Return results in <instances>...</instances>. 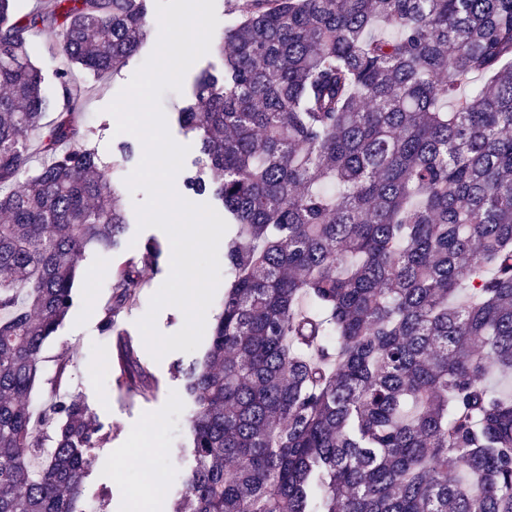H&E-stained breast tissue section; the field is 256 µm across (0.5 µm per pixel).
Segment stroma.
Returning a JSON list of instances; mask_svg holds the SVG:
<instances>
[{"instance_id":"obj_1","label":"stroma","mask_w":512,"mask_h":512,"mask_svg":"<svg viewBox=\"0 0 512 512\" xmlns=\"http://www.w3.org/2000/svg\"><path fill=\"white\" fill-rule=\"evenodd\" d=\"M145 9L149 34L139 53L118 75L97 79L85 71L74 73L75 79L89 88L86 97L77 104L89 131L86 144L95 150L103 167L114 169V180L124 190L129 226L122 246L111 258L87 254L80 268L81 276L76 280L74 304L42 349V376L30 398L31 405L38 406L54 392L78 395L91 417L101 425L104 438L92 450L94 459L86 469L82 485L85 500L108 503L112 512H129V502L140 496L151 499L154 512H169L181 486L172 481L159 488L143 480V467L136 460V439L140 432H147L150 459L161 468L168 470L177 463L179 449L189 445L187 417L191 406L184 391L185 373L203 356L198 349L191 353L174 351L154 359L138 327L152 296L170 274L171 245L162 230L138 226L135 206L144 201L145 194L125 189L126 179L137 163L132 160L118 164L116 147L121 137L106 108L157 44L160 28L156 0H146ZM59 43V35L43 33L34 37L30 45L32 60L44 78V93L53 104L60 94L56 74L64 66ZM223 70L220 52L209 50L189 68L181 91L165 92L161 98L171 137L188 148L185 166H193L200 153L194 136L184 134L177 123L176 112L196 76L206 71L218 77ZM150 242L162 250L158 264H141L142 286L136 301L118 312L114 334L102 333L100 321L109 296L107 265L119 266L139 259ZM101 456L111 459V468L99 466L97 459Z\"/></svg>"}]
</instances>
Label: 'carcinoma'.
I'll list each match as a JSON object with an SVG mask.
<instances>
[{"label": "carcinoma", "mask_w": 512, "mask_h": 512, "mask_svg": "<svg viewBox=\"0 0 512 512\" xmlns=\"http://www.w3.org/2000/svg\"><path fill=\"white\" fill-rule=\"evenodd\" d=\"M144 0H0V512H86L101 439L83 402L39 410L44 343L122 199L76 104L134 57ZM178 121L185 187L235 221L230 283L186 375L191 457L173 512H512V0H233ZM61 30L49 101L28 48ZM141 287L113 270L115 307ZM52 429L53 445L31 464Z\"/></svg>", "instance_id": "1"}]
</instances>
